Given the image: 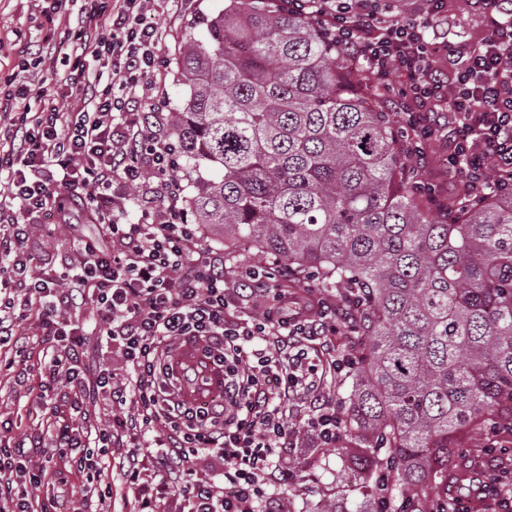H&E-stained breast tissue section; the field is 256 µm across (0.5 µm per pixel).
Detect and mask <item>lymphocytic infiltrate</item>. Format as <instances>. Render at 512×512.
<instances>
[{
	"instance_id": "obj_1",
	"label": "lymphocytic infiltrate",
	"mask_w": 512,
	"mask_h": 512,
	"mask_svg": "<svg viewBox=\"0 0 512 512\" xmlns=\"http://www.w3.org/2000/svg\"><path fill=\"white\" fill-rule=\"evenodd\" d=\"M149 0H89L73 21L78 54L53 35L14 43L29 60L66 69L62 88L19 83L0 91V260L14 287L0 291V348L14 350L16 385L27 382L26 322L54 346L36 402L46 426L0 444V512H62L60 492L35 502L45 465L61 459L83 479L94 512H112L99 459L123 443L114 466L137 512H259L293 448H336L344 427L322 392L326 375L357 367L340 348L333 305L310 299L286 311L276 277L240 265L224 277V255L203 246L190 224L184 187L172 176L173 144L162 111H145L167 31L148 23ZM382 15L366 0H325L322 22L337 51L378 83L415 165L426 161L437 101L448 112V170L472 198L512 195V16L503 0H467L484 35L478 46L438 39L451 25L445 0ZM398 75L400 86L388 78ZM139 213L124 222L127 208ZM49 211L86 215L99 228L76 257L34 274V224ZM89 305L91 323L70 311ZM115 346L122 373L85 363L88 330ZM196 339L224 368V390L188 404L170 392L180 339ZM154 450L145 462L142 447ZM212 469L195 477L191 461Z\"/></svg>"
}]
</instances>
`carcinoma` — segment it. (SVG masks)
<instances>
[{
	"label": "carcinoma",
	"mask_w": 512,
	"mask_h": 512,
	"mask_svg": "<svg viewBox=\"0 0 512 512\" xmlns=\"http://www.w3.org/2000/svg\"><path fill=\"white\" fill-rule=\"evenodd\" d=\"M179 58L190 96L171 136L187 207L224 253L241 243L323 288H360L365 353L347 421L387 448L401 496L448 485L453 441L494 411L512 432V196L414 189L389 114L352 85L315 14L224 0Z\"/></svg>",
	"instance_id": "obj_1"
}]
</instances>
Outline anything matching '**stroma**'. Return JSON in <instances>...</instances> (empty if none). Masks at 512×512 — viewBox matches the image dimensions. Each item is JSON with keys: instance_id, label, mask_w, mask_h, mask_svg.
<instances>
[{"instance_id": "stroma-1", "label": "stroma", "mask_w": 512, "mask_h": 512, "mask_svg": "<svg viewBox=\"0 0 512 512\" xmlns=\"http://www.w3.org/2000/svg\"><path fill=\"white\" fill-rule=\"evenodd\" d=\"M224 7V0H152L147 14L149 22L166 27L169 35L159 47L167 63L156 79V91L164 112H175L187 95L188 87L181 77L177 61L187 44L204 39L203 17L211 16ZM43 0H0V39L12 42L23 39L35 42L46 33ZM428 166L413 174L415 181L432 185L436 191L450 193L456 183L448 179V131L440 129L436 140L427 142ZM33 253L37 268L59 265L62 257L75 251L74 235L66 224L48 221L33 230ZM27 362L29 380L25 386L14 384L9 372L0 371V421L8 422L11 437L17 438L33 430L40 413L35 405L39 392V373L47 360V346L40 337L28 336ZM360 437L348 429L341 447L296 448L288 457V466L297 475L294 482L282 487L281 497L287 512H320L327 504L343 508L344 512H376L380 472L362 471L349 462ZM455 451L460 463L475 465L489 474L501 473L508 460L501 451L490 450L484 433L464 432L455 439Z\"/></svg>"}]
</instances>
